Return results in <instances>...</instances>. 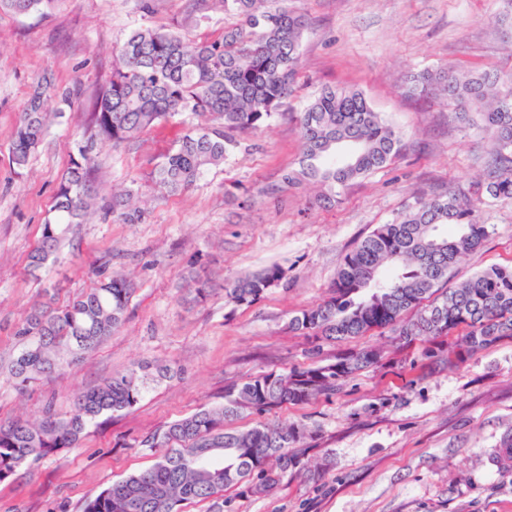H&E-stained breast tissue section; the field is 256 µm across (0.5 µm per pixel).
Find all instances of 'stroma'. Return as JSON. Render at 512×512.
Returning a JSON list of instances; mask_svg holds the SVG:
<instances>
[{
  "mask_svg": "<svg viewBox=\"0 0 512 512\" xmlns=\"http://www.w3.org/2000/svg\"><path fill=\"white\" fill-rule=\"evenodd\" d=\"M307 19L297 84L277 115L241 133L224 164L189 190L170 194L151 174L198 117L183 114L144 132L128 148L98 145L91 189H137L139 224L89 215L72 225L54 261L28 265L51 218L63 171L88 113L112 72L114 49L135 28L184 22L192 40L220 37L226 17L209 10L190 22L189 0H55L26 14L0 12V424L41 419L46 403L69 410L77 391L145 366L138 403L87 426L73 448L22 465L0 481V512H82L86 498L151 467L143 441L168 423L219 405L250 377L333 360L337 345L316 343L288 326L298 311L326 299L345 255L376 225L391 222L420 195L466 189L488 171L485 131L446 102L405 95L404 77L448 66L512 72L502 19L512 0H288ZM76 88L73 106L49 102L44 141L26 167L10 160L19 113L36 83ZM325 85L362 91L402 137L386 167L354 180L336 204L319 188L281 187L297 167V117ZM489 237L457 265L458 279L512 267V202L484 201ZM279 266L284 278L256 303L239 306L226 282ZM134 279L125 323L63 374L19 390L4 366L19 350L14 335L43 290L58 304L92 288L98 270ZM212 290L187 301L192 278ZM381 351V362L348 378L335 396L247 412L232 426L303 424L298 472L274 492L225 490L226 512H512V464L490 457L512 430V342L462 361L439 363L429 342L397 343L380 329L350 340Z\"/></svg>",
  "mask_w": 512,
  "mask_h": 512,
  "instance_id": "obj_1",
  "label": "stroma"
}]
</instances>
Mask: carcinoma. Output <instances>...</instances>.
Returning a JSON list of instances; mask_svg holds the SVG:
<instances>
[{
	"instance_id": "obj_1",
	"label": "carcinoma",
	"mask_w": 512,
	"mask_h": 512,
	"mask_svg": "<svg viewBox=\"0 0 512 512\" xmlns=\"http://www.w3.org/2000/svg\"><path fill=\"white\" fill-rule=\"evenodd\" d=\"M213 1L231 19L217 39L189 41L175 29L139 27L118 48L112 73L89 112L86 137L59 184L55 216L42 225L32 267H41L70 225L95 207L90 187L98 143L126 147L168 118L184 112L205 117V124L185 132L153 171L159 188L182 192L209 168L224 164L237 144L235 134L269 122L293 92L304 16L288 8V0L273 9L269 0H194L193 12L205 17ZM52 2L0 0V11L25 14ZM407 91L439 93L464 118L470 107L479 108L493 169L465 191L420 196L392 222L376 225L344 257L330 296L292 317L288 327L335 342L388 327L404 344L422 337L439 346L454 336V355L460 359L512 340L511 267L484 269L448 286L461 257L489 236L479 205L486 198L512 202V74L426 70L410 78ZM56 98L72 102L71 92L47 82L24 104L10 149L16 166H26L42 142L52 119L47 104ZM299 128V167L284 173L281 182L312 181L329 203L401 150V136L359 90L323 87L300 113ZM104 211L124 224H137L143 216L130 188L113 192ZM282 279V270L271 266L237 278L224 291L230 302L249 306ZM133 291L130 279L110 275L67 305L34 304L15 331L21 349L10 373L17 385L24 388L61 372L93 350L124 323ZM379 361L378 351L363 348L342 352L330 363L247 379L228 390L224 405L202 408L142 441L156 451L155 464L90 495L83 512H183L191 501L224 512L226 487L253 495L270 491L300 465L304 427L265 423L233 430L226 424L244 411L267 413L332 397L349 377ZM142 389L133 370L79 392L65 417L49 404L40 421L0 425V480L26 461L74 447L88 424L132 407ZM203 454L222 470L221 479L199 465Z\"/></svg>"
}]
</instances>
